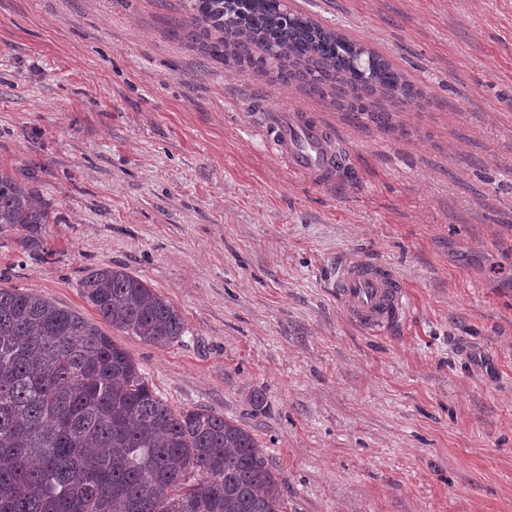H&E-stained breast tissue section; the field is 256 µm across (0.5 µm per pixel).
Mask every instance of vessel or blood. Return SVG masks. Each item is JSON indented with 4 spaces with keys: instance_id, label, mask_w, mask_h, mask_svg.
Instances as JSON below:
<instances>
[{
    "instance_id": "obj_1",
    "label": "vessel or blood",
    "mask_w": 512,
    "mask_h": 512,
    "mask_svg": "<svg viewBox=\"0 0 512 512\" xmlns=\"http://www.w3.org/2000/svg\"><path fill=\"white\" fill-rule=\"evenodd\" d=\"M261 132L277 147L290 171L323 185L334 182L343 156L322 120L295 109L268 112ZM335 292L348 315L365 330L390 333L407 316L409 292L390 264H344L336 278Z\"/></svg>"
}]
</instances>
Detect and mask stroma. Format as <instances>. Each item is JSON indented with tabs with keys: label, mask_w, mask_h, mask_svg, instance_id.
<instances>
[{
	"label": "stroma",
	"mask_w": 512,
	"mask_h": 512,
	"mask_svg": "<svg viewBox=\"0 0 512 512\" xmlns=\"http://www.w3.org/2000/svg\"><path fill=\"white\" fill-rule=\"evenodd\" d=\"M182 0H0V168L52 222L0 236V288L96 318L119 265L180 313L159 347L101 323L172 409L255 434L285 512H512V0H288L425 94L389 135L182 37ZM295 108L350 159L320 187L258 128ZM386 262L410 313L355 325L345 261Z\"/></svg>",
	"instance_id": "obj_1"
}]
</instances>
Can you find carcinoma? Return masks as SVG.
Wrapping results in <instances>:
<instances>
[{"label":"carcinoma","instance_id":"cac0c4a2","mask_svg":"<svg viewBox=\"0 0 512 512\" xmlns=\"http://www.w3.org/2000/svg\"><path fill=\"white\" fill-rule=\"evenodd\" d=\"M186 37L252 77L297 82L391 135L424 102L389 61L281 0H183ZM50 207L0 168V235L40 260ZM112 328L151 345L183 319L123 267L80 284ZM255 435L212 410L174 412L127 351L75 310L0 288V512H284Z\"/></svg>","mask_w":512,"mask_h":512}]
</instances>
